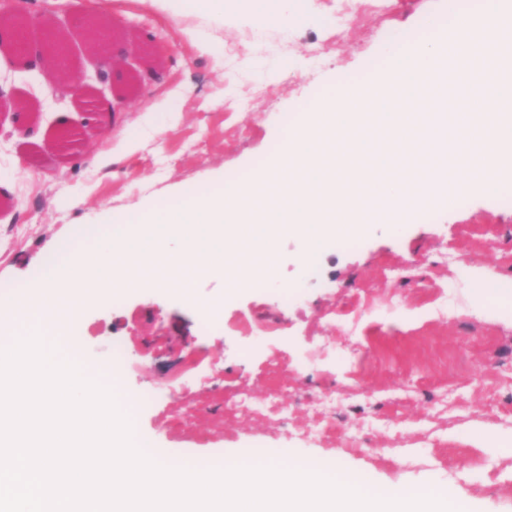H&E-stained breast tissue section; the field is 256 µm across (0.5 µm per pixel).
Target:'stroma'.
Segmentation results:
<instances>
[{
    "instance_id": "35a3bbf8",
    "label": "stroma",
    "mask_w": 512,
    "mask_h": 512,
    "mask_svg": "<svg viewBox=\"0 0 512 512\" xmlns=\"http://www.w3.org/2000/svg\"><path fill=\"white\" fill-rule=\"evenodd\" d=\"M302 17L273 28L223 16L160 15L133 0H0L61 30L78 70H93L81 16L108 19L131 68L154 62L163 82L100 110L85 97L59 103L38 68L0 47V302L16 303L45 266L70 249L107 241L111 223L145 208L178 209L185 195L215 190L264 166L307 111L337 86H362L386 53L448 0H269ZM341 23H334V16ZM141 144L129 153L127 131ZM281 232L275 289L226 298L224 278L200 273L191 297L178 290H125L86 301L68 337L89 369L126 349L121 377L152 392L139 434L168 459L214 461L258 449L323 458L383 487L432 483L473 504L512 512V185L437 209L413 224H372L356 247H319ZM504 287L481 292L480 272ZM297 296L281 303L277 287ZM357 326L336 312L354 296ZM222 305L224 325L204 328L201 304ZM195 367H187L190 356ZM254 402L288 393L287 412L231 414L225 397ZM327 435L315 446L306 430ZM491 441L478 437L479 431Z\"/></svg>"
}]
</instances>
